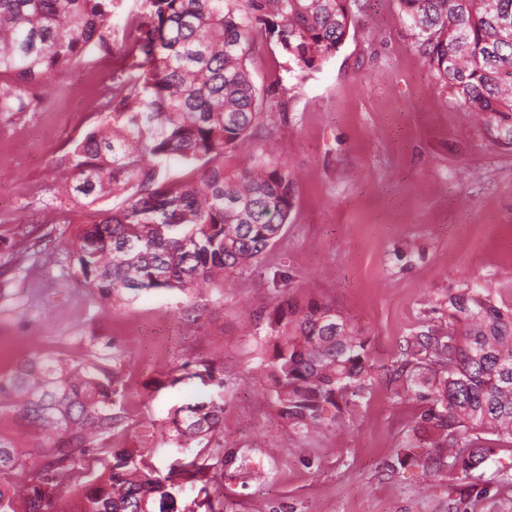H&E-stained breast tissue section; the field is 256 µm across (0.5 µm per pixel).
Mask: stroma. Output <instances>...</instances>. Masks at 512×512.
<instances>
[{
    "label": "stroma",
    "instance_id": "1",
    "mask_svg": "<svg viewBox=\"0 0 512 512\" xmlns=\"http://www.w3.org/2000/svg\"><path fill=\"white\" fill-rule=\"evenodd\" d=\"M94 54L54 74L43 108L0 114V374L41 353L71 363H116L124 422L112 441L168 473L199 456L206 481L179 488L187 506L210 499L221 512H512V488L496 471L512 464V441L495 439L482 480L425 479L394 469L404 434L421 454L434 433L421 406L380 381L352 393L334 426L303 434L266 394L259 332L283 302L316 298L368 341L376 366L398 357L408 336L447 324L448 297L488 288L512 305V146L482 117L460 112L400 21L393 0H366L336 56L321 70L289 71L267 47L254 53L256 85L284 101L263 116L232 168L275 142L293 176L286 233L251 272L222 287L150 291L102 299L69 260L77 224L68 216L108 209L62 201L54 216L55 163L93 125L100 91L128 45L115 34ZM211 362L231 381L222 447L171 444L167 412L208 389L173 384L184 364ZM0 434L19 449L26 475L46 470L45 436L13 415Z\"/></svg>",
    "mask_w": 512,
    "mask_h": 512
}]
</instances>
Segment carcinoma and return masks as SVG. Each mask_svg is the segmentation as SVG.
<instances>
[{"label":"carcinoma","mask_w":512,"mask_h":512,"mask_svg":"<svg viewBox=\"0 0 512 512\" xmlns=\"http://www.w3.org/2000/svg\"><path fill=\"white\" fill-rule=\"evenodd\" d=\"M127 58L112 72L96 124L56 163V192L85 207L108 193L119 205L82 225L70 258L77 279L105 299L180 290L252 269L282 235L294 208L288 167L269 155L232 169L228 154L250 141L261 114L284 102L261 91L250 70L257 41L288 59V71L319 70L344 44L363 0H144ZM398 15L457 107L484 117L512 145V0H395ZM118 0H0V113L32 112L48 76L110 53ZM199 166L186 180L169 170ZM267 395L299 432L326 428L348 393L377 381L367 340L332 306L310 300L276 311L266 330ZM396 394L420 401L421 421L441 454L428 474L479 480L486 435L512 439V306L487 288L448 297V325L407 337L386 368ZM199 378L213 390L169 414V441L220 443L224 374L202 363L171 385ZM48 432L49 469L26 484L23 510L11 476L24 468L0 434V512L57 507L58 488L95 450L104 471L82 487L76 512H193L181 508L173 476L194 482L207 469L176 462L163 476L109 443L124 420L116 372L73 368L33 355L0 378V414Z\"/></svg>","instance_id":"obj_1"}]
</instances>
